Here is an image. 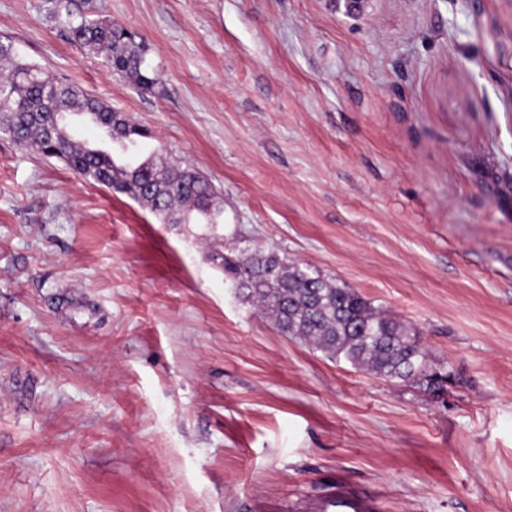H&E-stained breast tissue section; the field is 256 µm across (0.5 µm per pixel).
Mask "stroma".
<instances>
[{
	"mask_svg": "<svg viewBox=\"0 0 512 512\" xmlns=\"http://www.w3.org/2000/svg\"><path fill=\"white\" fill-rule=\"evenodd\" d=\"M0 0V39L224 200L161 224L0 135V512H512V0ZM132 32L113 75L71 28ZM245 237L421 335L441 394L280 333ZM71 37L87 51L103 53L105 65L113 74L144 86L154 82L145 67L143 45L112 21H82L71 28ZM374 498L356 492L350 485L337 482L326 495L319 498L311 512H376Z\"/></svg>",
	"mask_w": 512,
	"mask_h": 512,
	"instance_id": "obj_1",
	"label": "stroma"
}]
</instances>
